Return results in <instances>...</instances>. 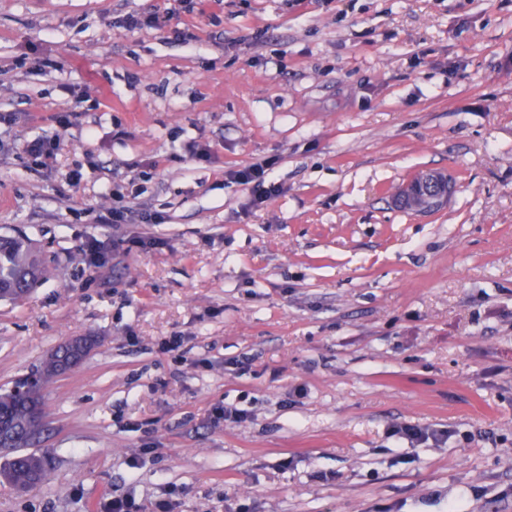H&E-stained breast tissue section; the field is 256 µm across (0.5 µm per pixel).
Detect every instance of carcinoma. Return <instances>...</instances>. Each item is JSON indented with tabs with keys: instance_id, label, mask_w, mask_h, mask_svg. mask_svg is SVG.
<instances>
[{
	"instance_id": "obj_1",
	"label": "carcinoma",
	"mask_w": 512,
	"mask_h": 512,
	"mask_svg": "<svg viewBox=\"0 0 512 512\" xmlns=\"http://www.w3.org/2000/svg\"><path fill=\"white\" fill-rule=\"evenodd\" d=\"M45 278V261L30 237L20 233L0 234V301H23ZM71 356V352L57 349L44 358L33 382L25 381L11 391L0 393V419L15 436L12 447H0L3 458L0 478L19 490L43 480L40 463L47 456L30 451L45 427L42 389L57 378L61 360Z\"/></svg>"
}]
</instances>
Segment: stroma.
Wrapping results in <instances>:
<instances>
[{"label": "stroma", "instance_id": "stroma-1", "mask_svg": "<svg viewBox=\"0 0 512 512\" xmlns=\"http://www.w3.org/2000/svg\"><path fill=\"white\" fill-rule=\"evenodd\" d=\"M166 4L0 0V233L48 269L0 302V389L97 339L43 391L46 480L0 482V512H512V0H224L175 18L188 44L118 25ZM267 159L256 207L226 173ZM428 170L447 206L396 207ZM131 180L165 223H100ZM58 139L54 137H39L28 142L25 147L29 161L37 167L47 166L58 150Z\"/></svg>", "mask_w": 512, "mask_h": 512}]
</instances>
